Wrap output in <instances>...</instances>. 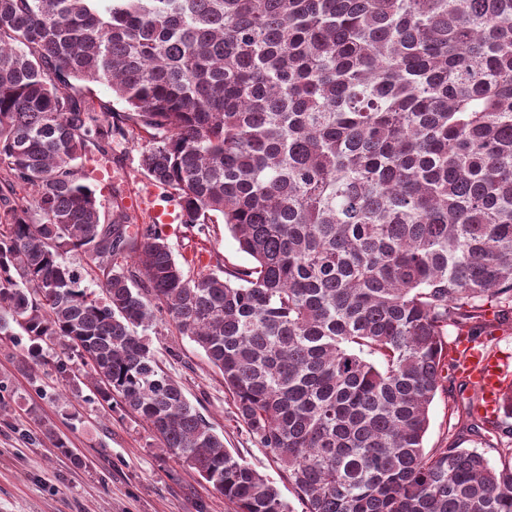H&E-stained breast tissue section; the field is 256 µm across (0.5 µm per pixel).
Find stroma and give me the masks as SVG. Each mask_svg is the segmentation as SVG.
<instances>
[{"mask_svg":"<svg viewBox=\"0 0 512 512\" xmlns=\"http://www.w3.org/2000/svg\"><path fill=\"white\" fill-rule=\"evenodd\" d=\"M144 147L133 132L111 161L94 155L84 159L83 171L96 190L102 217H111L118 195L136 223H153L150 192L155 184L140 166ZM165 235L190 278L219 263L230 268L250 263L220 224L201 233L176 222L166 227ZM146 336L164 371L223 435L225 447L272 481L293 512H301L281 466L238 419L221 374L203 351L163 313ZM22 349L15 337L0 335V396L8 404L0 411V512H230L209 483L160 448L146 423L109 410L83 377L63 379L48 366L28 370ZM49 427L54 436L46 435ZM58 437L66 449L55 447ZM452 441L484 452L494 465L505 454L495 437L454 428L448 399L439 396L430 408L425 446Z\"/></svg>","mask_w":512,"mask_h":512,"instance_id":"obj_1","label":"stroma"}]
</instances>
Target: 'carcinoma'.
<instances>
[{"label":"carcinoma","mask_w":512,"mask_h":512,"mask_svg":"<svg viewBox=\"0 0 512 512\" xmlns=\"http://www.w3.org/2000/svg\"><path fill=\"white\" fill-rule=\"evenodd\" d=\"M134 128L182 223L222 218L251 265L189 280L156 225L101 222L82 159ZM0 187L25 190L0 198V334L32 369L81 360L233 512L292 510L161 370L156 309L305 512H512V460L424 446L448 328L512 323V0H0ZM483 421L512 447V388ZM83 93L89 98L99 111L100 107L107 106L112 108L114 112L124 111V105L112 97V90L104 84L85 83L80 84Z\"/></svg>","instance_id":"1"}]
</instances>
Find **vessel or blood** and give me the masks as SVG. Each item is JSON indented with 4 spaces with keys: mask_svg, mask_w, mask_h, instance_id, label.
I'll list each match as a JSON object with an SVG mask.
<instances>
[{
    "mask_svg": "<svg viewBox=\"0 0 512 512\" xmlns=\"http://www.w3.org/2000/svg\"><path fill=\"white\" fill-rule=\"evenodd\" d=\"M459 350L458 372L474 390L479 413L498 411L504 387L502 359L486 352L476 342L462 341Z\"/></svg>",
    "mask_w": 512,
    "mask_h": 512,
    "instance_id": "obj_1",
    "label": "vessel or blood"
}]
</instances>
